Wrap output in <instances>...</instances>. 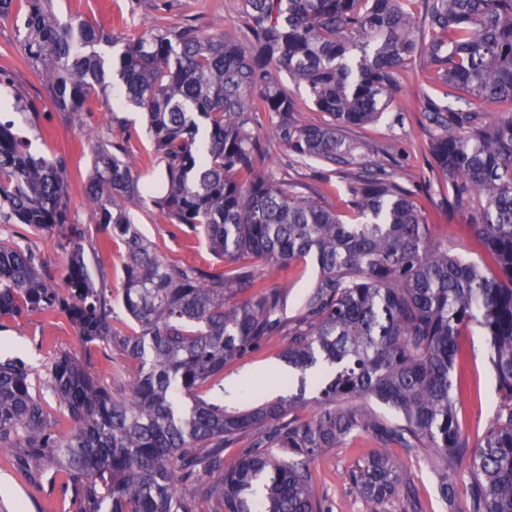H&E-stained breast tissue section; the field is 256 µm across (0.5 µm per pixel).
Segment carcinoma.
Instances as JSON below:
<instances>
[{"instance_id": "carcinoma-1", "label": "carcinoma", "mask_w": 512, "mask_h": 512, "mask_svg": "<svg viewBox=\"0 0 512 512\" xmlns=\"http://www.w3.org/2000/svg\"><path fill=\"white\" fill-rule=\"evenodd\" d=\"M248 32L151 25L106 58L118 37L54 0H0V21L19 22V46L55 106L79 118L98 105L148 115L154 157L127 160L118 142L92 146L84 200L96 231L126 246L122 304L139 332L112 315L111 293L91 280L84 235L61 245L67 288L29 249L0 240V320L65 312L85 346L123 349L136 376L104 386L62 353L50 374L68 429L44 406L40 382L15 359L0 361V457L40 486L55 467L76 512H328L311 491L309 463L354 433L409 451L433 449L444 500L449 478L470 458L468 512H512V113L494 117L477 102L512 104V0H242ZM424 54L453 107L427 99L430 153L448 185L447 203L471 225L499 267L489 276L433 238L411 194L376 162L352 158L346 132L392 111L403 74ZM306 82L324 124L300 122L280 72ZM273 115L292 160L353 166L356 214L346 223L298 186L262 176L265 153L252 128ZM63 155H35L0 122V223L52 233L70 223ZM174 224L202 233L234 264L221 273L172 262L141 236L125 201L141 192ZM313 259L320 270L298 314L278 316L285 297L263 285L250 259ZM488 336L498 380L495 415L469 448L455 414L451 370L462 330ZM301 373L297 393L243 411L196 395L224 364L274 333ZM314 389L316 415L290 417ZM372 397L394 409L391 423L352 406ZM249 433L250 452L224 463V448ZM271 448L283 449L275 457ZM219 474L207 485L200 471ZM370 512L406 481L386 456L354 469Z\"/></svg>"}]
</instances>
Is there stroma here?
<instances>
[{"label":"stroma","instance_id":"35a3bbf8","mask_svg":"<svg viewBox=\"0 0 512 512\" xmlns=\"http://www.w3.org/2000/svg\"><path fill=\"white\" fill-rule=\"evenodd\" d=\"M60 16L81 14L91 22L124 39L138 38L145 25L163 20L168 26L189 24L204 33L228 31L239 41H246L242 0H58ZM9 82L0 86L8 100L23 98L36 101L39 112L20 132L34 146L65 155L71 173L70 219L85 228L88 246L86 261L91 275L107 272V285L113 295H120L123 284L122 261L125 246L112 241L108 249L93 248L96 239L94 221L84 202L83 180L91 168L87 135L107 141L113 136L112 118L103 108L71 119L50 103L49 91L43 81L21 58L18 32L10 21H0V72ZM426 56L415 57L403 80V89L394 102V109L375 122L349 130L348 138L358 154L375 156L397 181L412 191L413 198L427 217L432 235L447 242L449 252L464 261H474L488 274H495V261L460 216L449 215L443 201L448 188L436 181L431 169L430 135L421 105L426 95L436 94ZM272 120L268 113L258 115L255 132L268 149L264 170L298 183L306 195L336 212L344 221L354 217L348 192L349 169L332 167L317 160L289 165L287 152L270 139ZM126 208L144 239L164 257L196 266L207 272L223 271L219 260L202 238L180 230L161 215L149 196L135 197ZM15 241L33 250L47 272H55L58 262L57 235H34L21 224H1L0 239ZM318 276L312 260H296L288 266L269 263L264 267L266 287L280 289L287 298V314H295L305 294ZM462 350L452 374L459 388L456 417L470 446L483 440L498 400V382L489 360V344L479 328L467 329L460 338ZM288 345L285 335L267 337L255 350L227 362L223 373L204 385L199 394L207 401L227 409L255 407V400L243 398L241 387L254 382L261 386L262 400L279 396L278 369L284 368L282 353ZM75 354L90 364L98 381L118 386L127 383L136 371L135 362L117 348L97 346L84 349L76 325L63 313L44 315L28 313L0 324V359L19 358L39 373H47L60 353ZM390 457L403 471L410 485L411 496H398L383 504L380 512H466L468 483L456 480L453 503L444 502L439 494L438 479L427 451H409L395 445H382L372 434L356 433L327 449L310 464L312 490L323 500L328 512H368L366 504L354 489L350 474L359 464L375 454ZM66 476L54 473L42 488L31 486L10 464L0 458V504L8 512H73V505L61 489ZM415 507H408V500Z\"/></svg>","mask_w":512,"mask_h":512}]
</instances>
